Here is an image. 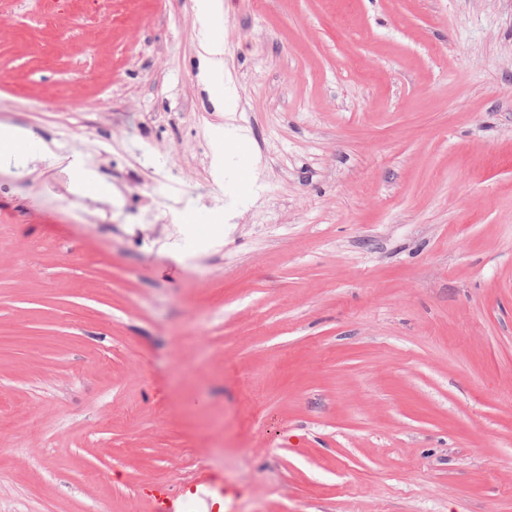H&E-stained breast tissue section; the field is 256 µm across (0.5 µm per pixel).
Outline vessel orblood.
<instances>
[{"mask_svg":"<svg viewBox=\"0 0 512 512\" xmlns=\"http://www.w3.org/2000/svg\"><path fill=\"white\" fill-rule=\"evenodd\" d=\"M201 496L209 512H235L236 491L225 487L223 478L213 473L199 474L175 493L156 487L151 494L153 512H176L177 507L191 505Z\"/></svg>","mask_w":512,"mask_h":512,"instance_id":"b4317fda","label":"vessel or blood"}]
</instances>
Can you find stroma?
I'll use <instances>...</instances> for the list:
<instances>
[{"label": "stroma", "mask_w": 512, "mask_h": 512, "mask_svg": "<svg viewBox=\"0 0 512 512\" xmlns=\"http://www.w3.org/2000/svg\"><path fill=\"white\" fill-rule=\"evenodd\" d=\"M195 2L0 0V512H512V0ZM201 61L206 72H221L224 69V45L208 41L200 45ZM27 137L24 131L13 125L0 124V153L21 157L25 153ZM206 490L203 495L199 488ZM204 496L209 507L208 512H235L237 492L224 485V479L213 473H201L191 481L184 483L177 493L164 486L152 490V512H178L177 507L192 505L198 497Z\"/></svg>", "instance_id": "stroma-1"}]
</instances>
